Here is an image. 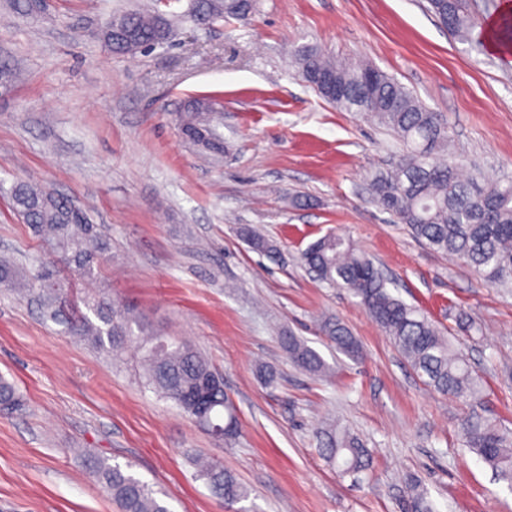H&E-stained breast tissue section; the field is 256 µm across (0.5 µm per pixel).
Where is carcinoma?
<instances>
[{"label": "carcinoma", "mask_w": 512, "mask_h": 512, "mask_svg": "<svg viewBox=\"0 0 512 512\" xmlns=\"http://www.w3.org/2000/svg\"><path fill=\"white\" fill-rule=\"evenodd\" d=\"M428 4L448 34L461 42L472 41L476 21L469 0H428ZM256 10L257 0H196L192 20L197 27L209 29L225 19L247 22ZM116 17L125 22L131 39L140 47H157L173 34L171 21L157 14L125 11ZM295 57L305 81L323 73L343 88L339 96L328 99L336 109L372 116L404 144L406 151L398 162L376 171L370 181L369 190L377 204L429 248L512 292V180L463 177L458 165L447 158L451 135L442 115L421 104L386 72L371 64L336 59L314 47L296 50ZM205 104L198 100L187 110L179 126L181 134L201 122L210 123L196 115ZM9 194L14 213L58 263L27 269L0 258V286L36 297L43 314L55 320L70 289L43 287L41 282L57 279L59 264L80 280L93 279L112 249L111 240L86 215L72 218L66 200L36 184L17 182ZM239 235L251 249L271 259L280 254L279 246L252 226H241ZM300 261L320 282L342 288L358 299L434 392L465 402L482 399L481 376L455 348L451 337L394 296L374 262L349 239L326 234L301 252ZM81 302L84 308H75L65 321L69 333L116 360L133 353L148 387L215 438L230 442L238 437L239 418L224 390L223 378L190 342L162 335L130 308L116 304L110 293L87 292ZM319 332L347 357H361L359 343L339 319H322ZM280 341L296 367L316 376L326 374V362L301 337L289 332L282 334ZM22 406L15 385L0 377V411L13 413ZM461 433L469 451L488 465L499 481L512 487V431L474 413L462 423ZM314 436L320 455L340 477L357 481L371 470V450L339 420L323 422ZM84 457L122 512H169L165 501L129 469L98 455L86 453ZM192 461L197 476L225 503L247 498L244 485L221 464L200 455ZM405 512H432L427 493L416 481L409 485Z\"/></svg>", "instance_id": "carcinoma-1"}]
</instances>
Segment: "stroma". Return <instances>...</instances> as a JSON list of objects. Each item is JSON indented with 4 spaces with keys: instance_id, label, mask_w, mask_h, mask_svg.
<instances>
[{
    "instance_id": "35a3bbf8",
    "label": "stroma",
    "mask_w": 512,
    "mask_h": 512,
    "mask_svg": "<svg viewBox=\"0 0 512 512\" xmlns=\"http://www.w3.org/2000/svg\"><path fill=\"white\" fill-rule=\"evenodd\" d=\"M471 3L478 48L449 37L427 0H259L250 21L209 29L190 20L194 0H0V60L20 75L0 88V256L43 254L4 188L32 181L71 199L112 240L96 287L189 340L222 375L242 425L235 441L214 440L144 388L131 361L65 335L31 300L2 291L0 374L25 407L0 414V512H121L80 448L130 466L171 512H403L411 480L435 512H512V490L460 435L474 412L512 430V296L378 206L369 183L399 140L327 103L293 57L308 45L376 65L445 116L465 175L512 177V51L483 43L512 0ZM130 9L174 18L169 44L113 54L101 31ZM196 95L221 101L222 159L179 131ZM298 196L310 205L294 206ZM243 224L276 240L280 259L252 251ZM330 231L455 336L480 370V403L431 391L354 298L301 266L300 252ZM329 315L362 360L319 335ZM283 331L307 340L329 375L293 366ZM262 366L276 386L263 384ZM328 418L373 449L361 482L338 479L318 454L312 431ZM197 454L234 472L248 499L211 494L194 474Z\"/></svg>"
}]
</instances>
